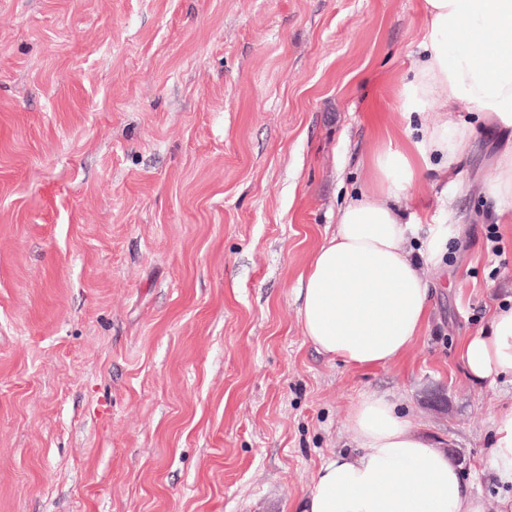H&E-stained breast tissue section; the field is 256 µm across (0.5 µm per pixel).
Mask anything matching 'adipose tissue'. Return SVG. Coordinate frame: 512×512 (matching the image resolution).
<instances>
[{"label": "adipose tissue", "instance_id": "obj_1", "mask_svg": "<svg viewBox=\"0 0 512 512\" xmlns=\"http://www.w3.org/2000/svg\"><path fill=\"white\" fill-rule=\"evenodd\" d=\"M424 10L413 75L397 93L401 122L379 131L368 186L339 210L299 281L305 337L351 367L400 360L428 322L422 268L445 248L434 240L409 248L421 217L406 201L426 175L456 182L464 149L480 135L503 145L483 185L486 217L512 222L503 207L512 200V0H424ZM462 102L471 120H451ZM458 356L473 382L512 380V304L495 306L488 328L464 340ZM347 427L357 453L325 459L297 512H486L458 464L391 400L362 394ZM486 461L512 485V405L491 417Z\"/></svg>", "mask_w": 512, "mask_h": 512}]
</instances>
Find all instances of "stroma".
<instances>
[{
  "label": "stroma",
  "mask_w": 512,
  "mask_h": 512,
  "mask_svg": "<svg viewBox=\"0 0 512 512\" xmlns=\"http://www.w3.org/2000/svg\"><path fill=\"white\" fill-rule=\"evenodd\" d=\"M426 25L422 0H0V512H293L365 393L496 512L512 383L458 358L512 297L493 139L410 194L448 258L401 362L332 361L298 317ZM490 429L488 468L500 483L512 485V405L502 407L492 415Z\"/></svg>",
  "instance_id": "35a3bbf8"
}]
</instances>
